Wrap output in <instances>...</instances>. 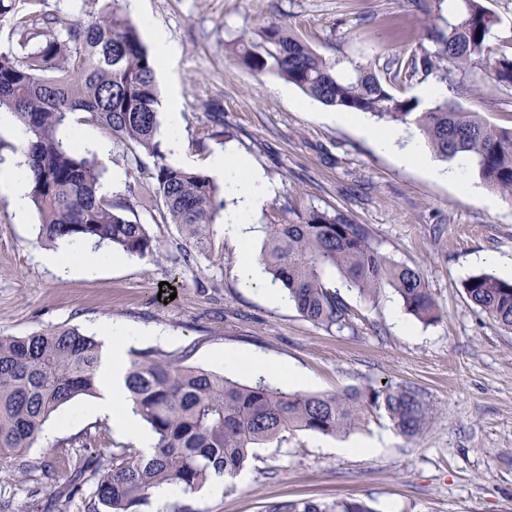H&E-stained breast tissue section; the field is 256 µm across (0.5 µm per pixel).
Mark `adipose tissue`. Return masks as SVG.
I'll list each match as a JSON object with an SVG mask.
<instances>
[{
	"instance_id": "obj_1",
	"label": "adipose tissue",
	"mask_w": 512,
	"mask_h": 512,
	"mask_svg": "<svg viewBox=\"0 0 512 512\" xmlns=\"http://www.w3.org/2000/svg\"><path fill=\"white\" fill-rule=\"evenodd\" d=\"M214 174L223 178L224 185L240 200L239 209L225 217L224 234L235 243L238 251L237 273L240 281L248 287H263L271 299H278L276 288L267 284L264 267L250 247L251 231L248 214L263 206L273 195L274 188L262 171L247 160L230 163L213 162ZM106 355L100 366V395L94 410L103 416H112L117 425L131 438L141 444L145 453H152L153 437L143 429L139 417L126 403L124 376L127 368L129 339L109 336L105 339Z\"/></svg>"
}]
</instances>
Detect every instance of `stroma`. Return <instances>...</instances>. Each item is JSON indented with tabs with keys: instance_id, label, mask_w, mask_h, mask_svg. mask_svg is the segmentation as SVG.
<instances>
[{
	"instance_id": "stroma-1",
	"label": "stroma",
	"mask_w": 512,
	"mask_h": 512,
	"mask_svg": "<svg viewBox=\"0 0 512 512\" xmlns=\"http://www.w3.org/2000/svg\"><path fill=\"white\" fill-rule=\"evenodd\" d=\"M142 7L147 49L160 33L179 50V132L176 140L160 139L167 163L206 172L216 157L231 162L245 155L276 186L250 217L252 251H260L272 216L343 210L366 225L387 257L420 270L442 317L433 323L409 317L414 333L405 335L394 322L404 306L392 289L370 298L334 271L327 283L352 319L348 328L330 331L292 303L244 286L236 248L224 235L215 236L209 258L184 263L177 226L140 205L152 185L153 157L133 164L126 146L84 123L77 127V148L106 144L97 157L103 191L127 198L161 254L118 261L105 247L46 242L37 214H17L0 187V335L60 325L97 339L113 332L132 337L129 358L155 351L245 384L257 383V376L244 368L226 371L225 354L260 356L275 368L266 384L285 392L413 386L433 408L412 439L376 414L346 436L288 434L254 449L221 492L206 485L191 495L154 496L141 512H272L290 502L353 499L373 512H512V333L480 313L462 288L485 271L476 255L512 260V201L471 167L459 184L400 165L417 130L402 129L392 149L378 150L356 127L331 121L330 107L276 74L249 70L234 52L276 21L349 71L377 55L418 48L426 15L406 0H142ZM480 86L481 104L465 96L460 105L512 127V95L487 78ZM212 124L220 136L199 148L198 131ZM88 251L98 258L90 273L75 265ZM47 253L62 254L71 267L48 264ZM288 368L300 372V380H289ZM93 404L90 397L71 401L45 423L35 447L0 463V512H105L96 486L119 465L118 448L134 442L111 418L92 413ZM383 434L389 440L376 453L335 451L345 441ZM79 463L86 467L83 487L72 496L68 471Z\"/></svg>"
}]
</instances>
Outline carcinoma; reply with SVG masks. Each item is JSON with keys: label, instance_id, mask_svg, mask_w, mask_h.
<instances>
[{"label": "carcinoma", "instance_id": "1", "mask_svg": "<svg viewBox=\"0 0 512 512\" xmlns=\"http://www.w3.org/2000/svg\"><path fill=\"white\" fill-rule=\"evenodd\" d=\"M48 0H0V23L27 52H0V111L12 113L27 136V202L50 241L106 245L145 258L160 246L132 207L101 192L102 172L91 149L79 154L59 136L69 121L92 123L134 152L158 159L154 207L176 225L186 261L205 256L224 217V192L213 177L169 165L160 150L156 109V58L137 22L118 0H81L85 20L72 22L47 9ZM498 19L485 0H448L444 25L428 26L431 45L407 57L375 59L345 75L291 34L281 22L261 28L260 41L239 60L273 72L307 96L387 124L415 127L442 159L464 157L481 179L512 200V128L490 124L457 103L480 95L478 75L512 91V36L496 35ZM432 80L449 95L429 107L392 92L397 83ZM257 255L272 282L298 312L327 329L349 326L350 310L326 273L339 272L348 287L375 297L390 287L406 309L429 323L439 319L420 273L380 251L362 224L341 210L310 208L293 220L264 225ZM467 298L488 319L512 331V282L489 274L463 283ZM100 344L76 326L28 336H0V462L32 448L51 414L74 399L97 395ZM132 410L154 436L149 456L126 454L95 491L108 512H136L159 488L194 494L212 475L235 477L250 451L293 431L327 436L359 428L371 412L384 413L407 436L418 435L433 410L408 386L348 388L336 394L285 393L260 381L244 385L223 375L179 365L160 353L133 359L125 377ZM272 512H373L359 501L332 505L289 503Z\"/></svg>", "mask_w": 512, "mask_h": 512}]
</instances>
